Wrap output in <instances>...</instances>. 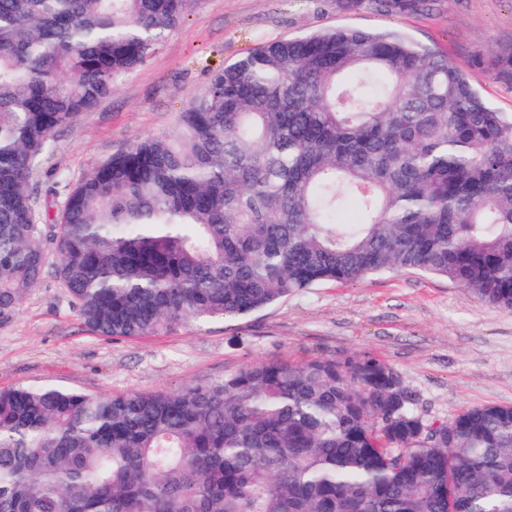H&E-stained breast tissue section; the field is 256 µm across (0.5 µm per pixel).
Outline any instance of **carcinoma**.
<instances>
[{
    "mask_svg": "<svg viewBox=\"0 0 512 512\" xmlns=\"http://www.w3.org/2000/svg\"><path fill=\"white\" fill-rule=\"evenodd\" d=\"M190 3L0 0V319L45 276L48 236L84 325L113 338L399 270L512 312V114L394 32L322 29L214 71L172 132L66 189L46 234L32 173L51 135ZM485 65L512 81V51ZM346 198L363 223H336ZM0 512H512V407L430 424L368 352L175 393L1 389Z\"/></svg>",
    "mask_w": 512,
    "mask_h": 512,
    "instance_id": "obj_1",
    "label": "carcinoma"
}]
</instances>
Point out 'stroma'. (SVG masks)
Masks as SVG:
<instances>
[{
	"mask_svg": "<svg viewBox=\"0 0 512 512\" xmlns=\"http://www.w3.org/2000/svg\"><path fill=\"white\" fill-rule=\"evenodd\" d=\"M397 29L446 53L494 108L512 112V83L482 66L512 48V0H433L396 12L366 0H192L180 25L142 66L121 77L80 121L56 130L35 174L43 222L63 195L113 154L171 132L213 70L259 45L325 27ZM369 352L394 366L430 423L465 408L512 406V312L443 278L390 271L324 282L231 321L191 323L144 338H110L83 325L51 272L0 319V390L53 383L92 394L176 392L258 361L301 362Z\"/></svg>",
	"mask_w": 512,
	"mask_h": 512,
	"instance_id": "obj_1",
	"label": "stroma"
}]
</instances>
